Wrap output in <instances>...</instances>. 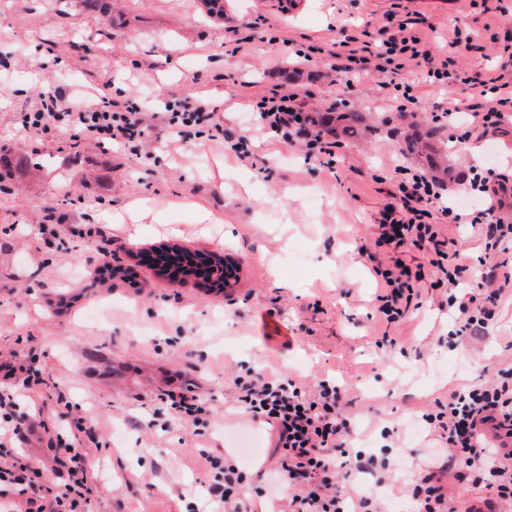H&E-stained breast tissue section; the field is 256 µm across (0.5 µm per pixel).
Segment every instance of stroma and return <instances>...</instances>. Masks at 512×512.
Listing matches in <instances>:
<instances>
[{
    "instance_id": "35a3bbf8",
    "label": "stroma",
    "mask_w": 512,
    "mask_h": 512,
    "mask_svg": "<svg viewBox=\"0 0 512 512\" xmlns=\"http://www.w3.org/2000/svg\"><path fill=\"white\" fill-rule=\"evenodd\" d=\"M224 10L218 21L200 0H0V363L19 361L44 380L40 395L18 400L32 430L0 456L38 466L40 485L53 488L60 466L47 442L74 436L90 462L85 512H196L211 459L237 456L231 437L249 432L257 448L245 493L256 512H287L271 486V431L239 407L234 379L288 378L310 394L327 380L344 390L341 412L351 441L366 442L362 455L397 465L376 493L386 512H412L415 474L446 453L424 416L512 363V298L480 340L453 337L443 288L419 287L405 317L386 323L373 263L391 250L378 224L404 170L427 168L406 151L414 132L433 131L451 201L475 206L474 171L512 178V123L487 137L462 126L480 101L474 80L512 77V0H226ZM403 22L433 53L453 55L463 82L433 84L410 67L409 103L389 65L360 76L327 56L345 36L375 45ZM459 32L475 48L452 50ZM58 89L145 112L209 99L250 154L195 127L127 144L35 146L17 118ZM274 92L297 93L305 112L362 113L366 124L338 135L332 154L309 155L261 129L255 103ZM137 199L166 223L129 217ZM201 209L212 223H198ZM50 215L54 235L39 230ZM434 221L461 264L495 270L479 230ZM134 223L132 241L124 228ZM167 245L235 260L232 288L163 278L138 258ZM107 253L123 274L99 286ZM186 387L210 406L194 428L175 424L163 400ZM68 405L83 419L75 435Z\"/></svg>"
}]
</instances>
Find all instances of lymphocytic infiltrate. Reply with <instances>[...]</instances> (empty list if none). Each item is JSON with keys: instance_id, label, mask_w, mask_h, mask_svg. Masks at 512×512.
Segmentation results:
<instances>
[{"instance_id": "f902f5d3", "label": "lymphocytic infiltrate", "mask_w": 512, "mask_h": 512, "mask_svg": "<svg viewBox=\"0 0 512 512\" xmlns=\"http://www.w3.org/2000/svg\"><path fill=\"white\" fill-rule=\"evenodd\" d=\"M332 56L346 73L367 71L376 57L392 64L397 74L407 64L422 62L432 82L450 85L460 80L449 60H436L419 37L404 30L382 40L375 55L349 48L333 51ZM481 86L486 100L472 108L470 117L472 125L487 133L499 129L512 114V79L499 75L482 81ZM65 102L62 92H44L34 111L23 113L21 125L35 143H43L48 136L121 143L142 137L156 122L172 130L181 125L209 126L214 119L210 102L203 98L183 102L177 112L151 114L107 97L82 101L71 113L66 112ZM256 108L260 122L282 140L301 141L312 153H329L330 142L318 133L310 116L301 112L296 95H265ZM469 189L481 201L478 210L444 204L440 185L426 175L414 173L399 183L396 201L387 207L379 224V238L397 250L410 246L428 253L432 271L427 274L412 269L397 255L376 266L375 272L385 285L379 310L386 322H397L404 315L416 287L427 275H435L436 285L445 284L452 290L471 277L469 268L456 263L445 251L432 221L431 204H440L449 223L480 225L485 251L501 255V268L512 267V201L506 198L512 183L502 174L494 179L477 174ZM502 296V288L493 287L488 278L478 292L468 293L465 301L449 295L448 314L459 324L458 335H481ZM235 385L244 411L274 432V448L280 454L274 480L288 487L289 512H382L378 500L369 495L352 496L344 479L335 476L341 465L375 471L383 480L394 471L393 462L385 456L350 457L338 386L324 382L310 395L292 380L262 375L237 377ZM429 422L444 440L448 458L438 469L416 475L414 512H457L448 485L452 479L485 484L499 499L512 503V366L499 370L494 382L450 393L447 402L438 403L436 413L430 414ZM49 445L63 457L61 465L67 476L61 493L48 503H39L31 467L0 457V512H83L87 485L83 450L60 438L50 440ZM243 474L242 461L225 459L207 488V502L213 512H254L242 490Z\"/></svg>"}]
</instances>
